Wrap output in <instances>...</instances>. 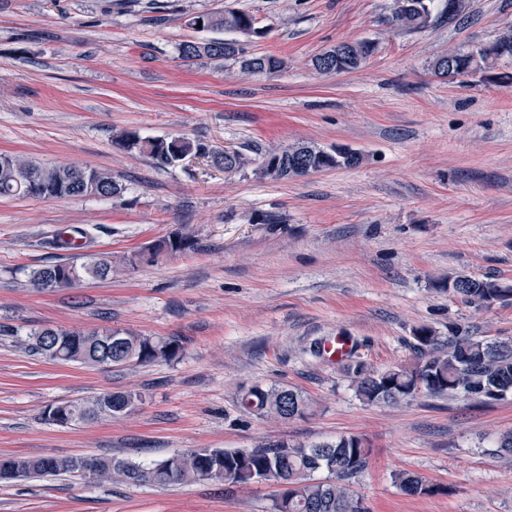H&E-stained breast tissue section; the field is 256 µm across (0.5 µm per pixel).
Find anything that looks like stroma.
Wrapping results in <instances>:
<instances>
[{
	"instance_id": "stroma-1",
	"label": "stroma",
	"mask_w": 512,
	"mask_h": 512,
	"mask_svg": "<svg viewBox=\"0 0 512 512\" xmlns=\"http://www.w3.org/2000/svg\"><path fill=\"white\" fill-rule=\"evenodd\" d=\"M0 0V152L106 169L112 199L0 198V456H119L148 465L200 448L363 438L354 491L369 512H512V458L491 454L512 429V398L491 405L419 396L364 405L341 365L313 353L347 336L378 369L412 363L413 331L512 337V302L475 310L435 288L456 275L512 284V82L435 78L438 55L494 41L512 0H468L418 31L383 25L394 0ZM252 14L251 51L284 60L273 75L229 61L194 64L203 12ZM372 40L350 73L320 76L319 53ZM183 135L254 161L300 143L362 154L353 168L283 181L227 176L202 156L159 168L118 149L116 132ZM86 253L118 257L178 231L190 249L108 282L45 294L29 272L63 259V226ZM101 327L178 337L170 363L90 367L31 355V329ZM285 384L313 400L286 423L242 413L241 388ZM132 389L135 411L61 427L47 407ZM399 471L442 486L411 496ZM270 483L171 487L68 475L0 482V512H270Z\"/></svg>"
}]
</instances>
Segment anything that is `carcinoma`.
I'll list each match as a JSON object with an SVG mask.
<instances>
[{
  "label": "carcinoma",
  "instance_id": "1",
  "mask_svg": "<svg viewBox=\"0 0 512 512\" xmlns=\"http://www.w3.org/2000/svg\"><path fill=\"white\" fill-rule=\"evenodd\" d=\"M392 14L383 23L393 30H418L432 21L434 0H395ZM203 31L235 32L260 37L254 18L247 12L199 13L189 19ZM485 52L480 46L440 55L430 63L431 73L445 79V73L462 71L468 77L484 80H512V75L495 72L499 60L512 59V30L492 41ZM377 50V44L364 40L341 43L313 59L317 73L329 76L356 70ZM184 62L202 59L233 61L252 74L279 72L284 62L267 54L250 53L235 39L210 38L185 41L178 46ZM123 150L142 154L160 168L177 166L190 155L210 158L211 163L233 175L247 169L252 161L239 150L226 152L185 136L147 139L125 130L115 137ZM357 153L338 156L322 148L297 144L270 151L258 165L260 177L288 180L324 168H353L360 163ZM126 185L109 172L73 165H45L12 153H0V197L19 199H66L120 197ZM85 232L73 228L56 236L54 245L69 251ZM189 245V237L179 232L140 250L112 260V256L89 254L85 260L42 265L30 271L29 284L39 292L73 288L87 279H112L115 268L133 272L161 257L178 253ZM432 287L448 293L477 309L512 301V286L493 276L482 278L457 275L441 279ZM415 361L410 366L377 370L359 357H350L346 370L355 396L366 405H399L418 395L450 396L475 402H497L512 397V339L477 335L467 325H448V339L442 340L427 326L413 331ZM28 350L48 361L93 366H126L129 355L141 357L140 364L172 362L181 355L182 345L174 337L161 339L140 336L124 329L103 328L86 332L52 327L34 328L28 336ZM136 390L103 392L89 400L63 402V425H77L129 414L133 402L142 401ZM239 409L248 415L276 422L304 418L313 411L305 392L288 386L255 383L241 388ZM370 448L357 436H340L332 441L290 446L279 443L245 450L201 448L171 455L150 467H143L118 456L43 455L39 457H0V481L12 474L25 477L72 474L83 478L96 470L99 480L129 485L171 486L188 482H226L237 485L258 483L269 477L288 483L274 497L272 512H369L362 497L351 489L353 481L369 464ZM327 474L322 480L313 475ZM395 483L412 496H429L444 488L410 471L393 475Z\"/></svg>",
  "mask_w": 512,
  "mask_h": 512
}]
</instances>
